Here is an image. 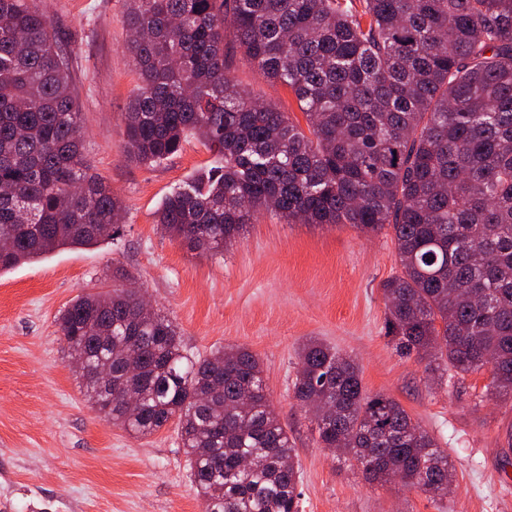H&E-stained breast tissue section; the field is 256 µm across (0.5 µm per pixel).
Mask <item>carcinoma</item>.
Here are the masks:
<instances>
[{
    "label": "carcinoma",
    "instance_id": "1",
    "mask_svg": "<svg viewBox=\"0 0 512 512\" xmlns=\"http://www.w3.org/2000/svg\"><path fill=\"white\" fill-rule=\"evenodd\" d=\"M129 0L126 49L140 87L124 113L126 156L165 160L190 135L217 166L167 196L158 223L217 252L259 211L288 224L392 230L399 273L382 284L386 335L429 374L491 368L512 400V0ZM306 126L249 95L225 33ZM69 45L30 0H0V271L60 247L98 245L122 202L92 172ZM63 336L112 377L96 410L134 437L177 419L204 512H299L296 449L244 347L192 360L165 316L125 289L86 293ZM137 356L140 411L122 399ZM324 448L371 483L441 498L453 464L391 397L363 390L353 359L316 339L293 382Z\"/></svg>",
    "mask_w": 512,
    "mask_h": 512
}]
</instances>
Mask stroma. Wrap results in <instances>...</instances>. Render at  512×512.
Listing matches in <instances>:
<instances>
[{"label":"stroma","instance_id":"stroma-1","mask_svg":"<svg viewBox=\"0 0 512 512\" xmlns=\"http://www.w3.org/2000/svg\"><path fill=\"white\" fill-rule=\"evenodd\" d=\"M34 2L70 46L84 150L124 213L113 239L0 272V512L204 510L176 424L136 438L98 417L59 332L70 301L110 291L116 269L178 327L190 357L231 346L259 356L297 449L299 512H512V402L491 394L489 369L434 378L385 334L382 284L399 270L391 230L289 224L264 211L222 253L188 249L157 211L216 157L191 137L162 162L127 159L123 114L140 85L125 49L127 0ZM226 62L250 95L300 118L288 88L271 86L241 52L229 50ZM311 339L353 358L368 394L391 396L436 438L455 465L447 496L367 482L353 461L318 444L292 393Z\"/></svg>","mask_w":512,"mask_h":512}]
</instances>
